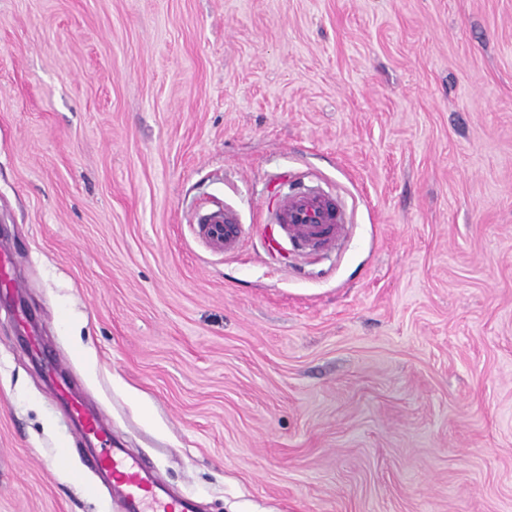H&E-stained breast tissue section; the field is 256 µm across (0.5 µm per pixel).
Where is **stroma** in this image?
Here are the masks:
<instances>
[{
	"label": "stroma",
	"instance_id": "stroma-1",
	"mask_svg": "<svg viewBox=\"0 0 512 512\" xmlns=\"http://www.w3.org/2000/svg\"><path fill=\"white\" fill-rule=\"evenodd\" d=\"M2 250L0 512H116L43 358L198 512H512V0H0ZM274 228H263L260 240L268 250L290 245L305 254L327 255L348 231V215L343 201L313 185L305 191H285L271 215ZM197 233L212 252L236 255L245 241V228L238 211L224 205L197 215Z\"/></svg>",
	"mask_w": 512,
	"mask_h": 512
}]
</instances>
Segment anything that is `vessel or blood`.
I'll list each match as a JSON object with an SVG mask.
<instances>
[{"instance_id": "vessel-or-blood-1", "label": "vessel or blood", "mask_w": 512, "mask_h": 512, "mask_svg": "<svg viewBox=\"0 0 512 512\" xmlns=\"http://www.w3.org/2000/svg\"><path fill=\"white\" fill-rule=\"evenodd\" d=\"M271 222L272 229L260 236L264 246L272 250L288 245L305 254L332 253L348 231L343 201L317 185L284 192L275 204ZM197 233L211 251L227 256L237 254L245 241L240 215L228 205L200 212ZM70 409L82 435L99 443L89 460L112 479L118 512H196L192 498L168 492L158 470L113 440L80 400L71 399Z\"/></svg>"}]
</instances>
